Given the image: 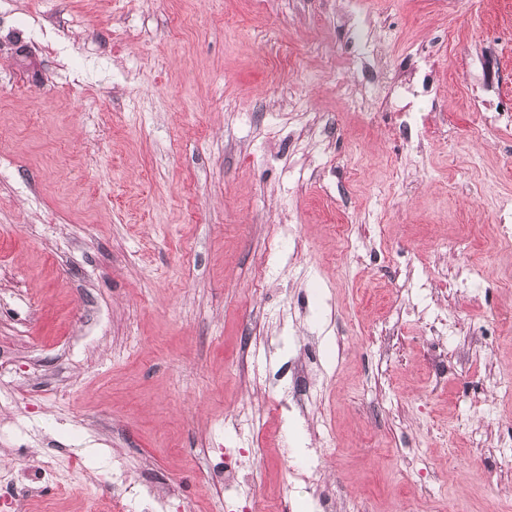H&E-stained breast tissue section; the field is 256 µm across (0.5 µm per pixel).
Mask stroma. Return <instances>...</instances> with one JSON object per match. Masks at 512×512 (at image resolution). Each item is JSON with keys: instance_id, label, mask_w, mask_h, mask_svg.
<instances>
[{"instance_id": "35a3bbf8", "label": "stroma", "mask_w": 512, "mask_h": 512, "mask_svg": "<svg viewBox=\"0 0 512 512\" xmlns=\"http://www.w3.org/2000/svg\"><path fill=\"white\" fill-rule=\"evenodd\" d=\"M511 218L512 0H0V469L59 472L19 512H512ZM239 461L233 455H224V467L216 473V478L224 484L225 492H238Z\"/></svg>"}]
</instances>
